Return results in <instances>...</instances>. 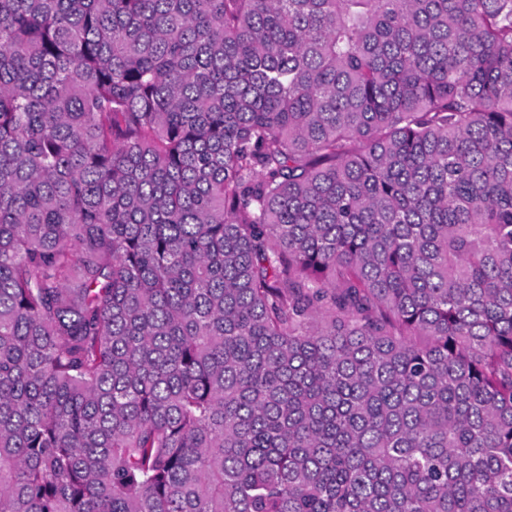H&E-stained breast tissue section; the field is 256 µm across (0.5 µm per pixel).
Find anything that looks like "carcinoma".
Here are the masks:
<instances>
[{
  "label": "carcinoma",
  "mask_w": 512,
  "mask_h": 512,
  "mask_svg": "<svg viewBox=\"0 0 512 512\" xmlns=\"http://www.w3.org/2000/svg\"><path fill=\"white\" fill-rule=\"evenodd\" d=\"M0 512H512V0H0Z\"/></svg>",
  "instance_id": "cac0c4a2"
}]
</instances>
